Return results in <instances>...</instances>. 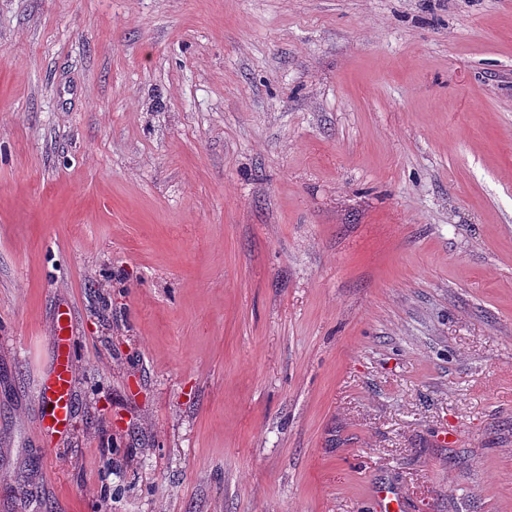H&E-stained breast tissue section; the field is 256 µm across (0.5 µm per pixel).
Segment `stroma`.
Instances as JSON below:
<instances>
[{
    "mask_svg": "<svg viewBox=\"0 0 512 512\" xmlns=\"http://www.w3.org/2000/svg\"><path fill=\"white\" fill-rule=\"evenodd\" d=\"M382 488L512 512V0H0V512ZM38 396L46 409L44 428L63 434L72 418V364L69 354L59 347L55 350L52 370L40 381Z\"/></svg>",
    "mask_w": 512,
    "mask_h": 512,
    "instance_id": "obj_1",
    "label": "stroma"
}]
</instances>
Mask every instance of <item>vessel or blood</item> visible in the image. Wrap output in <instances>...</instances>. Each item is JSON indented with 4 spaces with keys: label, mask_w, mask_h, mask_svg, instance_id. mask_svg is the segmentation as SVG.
Listing matches in <instances>:
<instances>
[{
    "label": "vessel or blood",
    "mask_w": 512,
    "mask_h": 512,
    "mask_svg": "<svg viewBox=\"0 0 512 512\" xmlns=\"http://www.w3.org/2000/svg\"><path fill=\"white\" fill-rule=\"evenodd\" d=\"M38 396L45 407V429L64 433L72 418V364L69 355L55 352L51 371L38 387Z\"/></svg>",
    "instance_id": "b4317fda"
}]
</instances>
